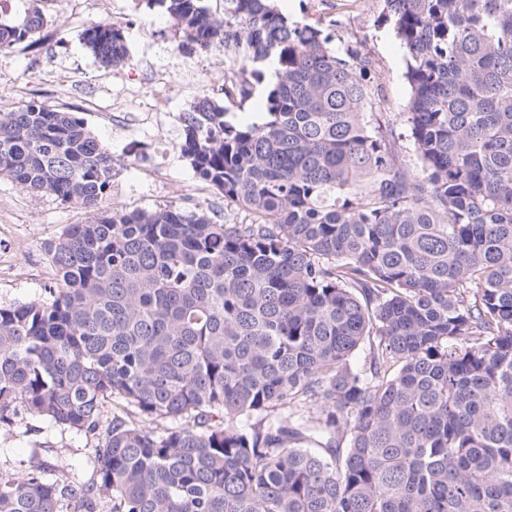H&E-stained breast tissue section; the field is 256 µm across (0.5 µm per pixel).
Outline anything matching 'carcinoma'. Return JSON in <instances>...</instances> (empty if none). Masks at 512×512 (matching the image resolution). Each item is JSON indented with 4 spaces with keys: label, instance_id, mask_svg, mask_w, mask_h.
Listing matches in <instances>:
<instances>
[{
    "label": "carcinoma",
    "instance_id": "1",
    "mask_svg": "<svg viewBox=\"0 0 512 512\" xmlns=\"http://www.w3.org/2000/svg\"><path fill=\"white\" fill-rule=\"evenodd\" d=\"M384 2L411 95L372 122L358 43L274 0H149L179 51L224 48L180 150L248 223L104 210L78 113H0V176L95 212L47 244L45 296L0 306V428L97 438L86 480L0 466V512H512V0ZM46 25L31 0L0 50ZM83 41L130 62L111 23ZM269 63L265 121L228 120Z\"/></svg>",
    "mask_w": 512,
    "mask_h": 512
}]
</instances>
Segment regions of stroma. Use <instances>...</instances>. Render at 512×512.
Returning a JSON list of instances; mask_svg holds the SVG:
<instances>
[{"instance_id":"1","label":"stroma","mask_w":512,"mask_h":512,"mask_svg":"<svg viewBox=\"0 0 512 512\" xmlns=\"http://www.w3.org/2000/svg\"><path fill=\"white\" fill-rule=\"evenodd\" d=\"M289 19L321 21L334 36L361 43L372 60L365 77L374 97L368 118L379 113L405 112L410 87L405 78V51L393 27L383 17L384 0H277ZM52 36L40 48L19 44L0 52V110L8 112L32 100L78 112L120 166L104 209H153L174 204L208 210L220 224L249 221V212L225 205L219 195L193 172L179 149L181 116L199 97L222 98L224 71L212 58L180 53L178 36L160 8L147 0H107L97 9L93 0H45ZM123 27L132 57L130 66L111 69L99 64L86 48L82 33L96 22ZM155 69L165 70L170 85L157 119L121 131V111H137L152 102L155 91L146 80ZM91 212L52 195L28 192L0 176V305L18 304L44 296L55 275L46 245L69 225L84 224ZM49 445L45 463L65 456L82 468L93 440L63 433L43 421L30 420L26 430H0V463L19 465L30 449Z\"/></svg>"}]
</instances>
